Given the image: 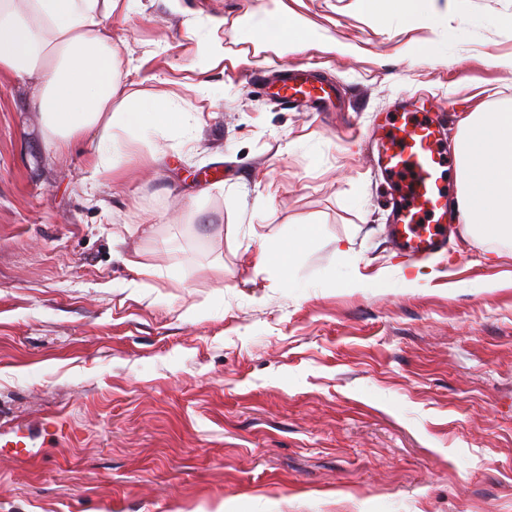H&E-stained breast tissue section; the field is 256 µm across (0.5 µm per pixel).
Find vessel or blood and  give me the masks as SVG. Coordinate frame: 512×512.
<instances>
[{
    "label": "vessel or blood",
    "mask_w": 512,
    "mask_h": 512,
    "mask_svg": "<svg viewBox=\"0 0 512 512\" xmlns=\"http://www.w3.org/2000/svg\"><path fill=\"white\" fill-rule=\"evenodd\" d=\"M280 104H317L322 96L300 65L284 68L276 91ZM448 153L443 128L428 112L402 109L383 127L379 164L395 197L390 233L399 249L420 260L448 241V189L443 169Z\"/></svg>",
    "instance_id": "b4317fda"
}]
</instances>
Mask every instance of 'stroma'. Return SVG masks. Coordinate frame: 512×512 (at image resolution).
Instances as JSON below:
<instances>
[{
	"label": "stroma",
	"instance_id": "1",
	"mask_svg": "<svg viewBox=\"0 0 512 512\" xmlns=\"http://www.w3.org/2000/svg\"><path fill=\"white\" fill-rule=\"evenodd\" d=\"M128 5L124 93L195 122L100 183L90 138L48 150L32 86L0 74V512H512V248L458 230L404 287L360 138L434 101L452 147L463 116L511 102L512 0L420 22L357 0ZM260 6L311 44L256 70L307 64L330 111L249 87L240 25ZM213 16L227 55L203 70ZM305 224L320 238L290 285L255 270L257 234Z\"/></svg>",
	"mask_w": 512,
	"mask_h": 512
}]
</instances>
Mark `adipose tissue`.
I'll return each mask as SVG.
<instances>
[{"label":"adipose tissue","mask_w":512,"mask_h":512,"mask_svg":"<svg viewBox=\"0 0 512 512\" xmlns=\"http://www.w3.org/2000/svg\"><path fill=\"white\" fill-rule=\"evenodd\" d=\"M124 0H0V73L37 87L48 147L61 150L74 137L95 135L91 178L111 175L116 158L146 133L165 135L183 127L185 112L162 97H120L110 25ZM254 56L295 51L305 39L294 18L254 12L242 23ZM456 168L460 220L479 242L512 243V105L475 112L463 121ZM317 225L302 233L263 241L256 268L280 267L292 277L297 256L317 239Z\"/></svg>","instance_id":"obj_1"}]
</instances>
